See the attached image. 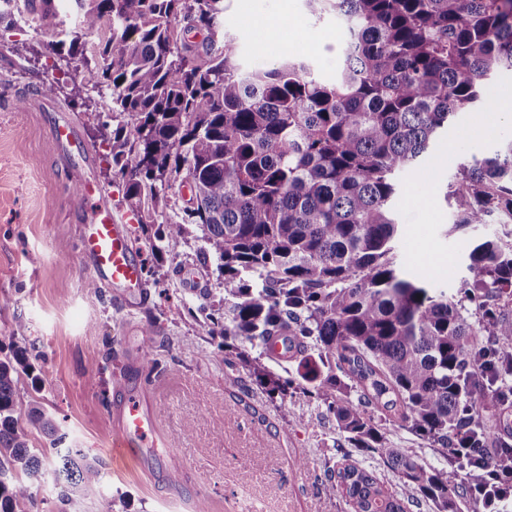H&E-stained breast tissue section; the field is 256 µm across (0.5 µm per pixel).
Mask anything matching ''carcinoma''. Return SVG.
Returning a JSON list of instances; mask_svg holds the SVG:
<instances>
[{"label":"carcinoma","instance_id":"cac0c4a2","mask_svg":"<svg viewBox=\"0 0 512 512\" xmlns=\"http://www.w3.org/2000/svg\"><path fill=\"white\" fill-rule=\"evenodd\" d=\"M41 43L78 80L112 88L106 158L144 231L179 177L190 179L182 222L148 237L154 259L201 231L200 260L217 261L224 338L272 394L315 397L353 448L377 453L413 495L404 499L344 455L323 490L352 512H407L428 503L461 512L470 474L503 473L512 460V242L486 238L468 258L458 295L429 287L394 262L397 175L417 164L461 112L484 108V81L512 72V0H306L343 20V63L333 83L297 60L243 71L220 30L223 0H74L80 28L108 34L87 55L81 36L59 38L55 0H16ZM206 38L197 43L191 32ZM128 114L133 122L112 126ZM449 195L456 226L512 217V142L463 163ZM156 322L143 328L142 363L161 360ZM29 350L0 358V512H22L51 473L61 491L96 496L101 466L81 448L62 447L53 416L34 401L17 410ZM92 362L87 387L109 405L107 363ZM287 363L283 377L267 362ZM494 417L485 426L483 413ZM404 424L444 449L432 466L395 448L386 426ZM51 440L30 446L28 426ZM473 449L466 456L461 446ZM512 471V468L506 469Z\"/></svg>","mask_w":512,"mask_h":512}]
</instances>
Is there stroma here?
<instances>
[{
  "instance_id": "obj_1",
  "label": "stroma",
  "mask_w": 512,
  "mask_h": 512,
  "mask_svg": "<svg viewBox=\"0 0 512 512\" xmlns=\"http://www.w3.org/2000/svg\"><path fill=\"white\" fill-rule=\"evenodd\" d=\"M261 17L280 23L264 42L254 25ZM222 23L245 69L293 58L331 81L342 64L344 23L332 11L310 12L306 0H224ZM39 40L31 19L0 24V351L10 352L15 324H25L33 376L18 385L20 407L42 399L67 445L102 465L99 496L76 499L72 512H112L118 497L128 512H197L202 505L208 512H350L345 498L321 491L326 468L346 454L334 418L297 390L268 399L238 360L225 357L220 337L207 335L209 292L217 283L198 260L199 230L190 227L174 254L152 258L122 179L109 170L106 146L95 136L94 115L111 111V89L83 83L86 112L72 108L65 94L44 98L42 84L64 74L53 54H30ZM56 122L77 130L85 160L60 155L51 134ZM511 140V117L488 121L464 112L427 156L400 173L393 208L401 270L454 295L470 276L468 254L477 241L512 240V220L498 212L457 227L459 208L445 195L461 163ZM87 178L124 220L138 258L152 270L146 306L120 304L110 289L86 286L90 274L78 242L88 214L77 189ZM151 318L168 352L166 382L156 396L166 444L153 449L146 470L136 454L114 455L112 412L85 381L112 337L139 356ZM174 459L181 471L177 495L162 480Z\"/></svg>"
}]
</instances>
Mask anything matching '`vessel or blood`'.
<instances>
[{
    "label": "vessel or blood",
    "mask_w": 512,
    "mask_h": 512,
    "mask_svg": "<svg viewBox=\"0 0 512 512\" xmlns=\"http://www.w3.org/2000/svg\"><path fill=\"white\" fill-rule=\"evenodd\" d=\"M79 194L82 201H96L91 219L84 225L79 250L93 280L110 288L120 301L148 300L147 283L142 264L135 255L127 236L126 226L113 216L111 210L100 201L101 193L91 181H83ZM161 377L142 369L120 371L113 385L117 396L112 402L113 447L126 448L132 443L147 448L162 445L158 431V419L147 391L156 387Z\"/></svg>",
    "instance_id": "vessel-or-blood-1"
}]
</instances>
